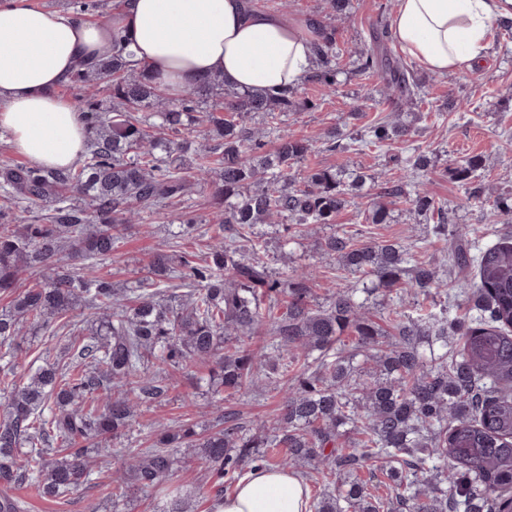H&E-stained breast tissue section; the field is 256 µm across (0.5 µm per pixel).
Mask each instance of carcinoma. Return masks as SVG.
Wrapping results in <instances>:
<instances>
[{"mask_svg": "<svg viewBox=\"0 0 512 512\" xmlns=\"http://www.w3.org/2000/svg\"><path fill=\"white\" fill-rule=\"evenodd\" d=\"M346 0H325L315 20L321 40L312 43L307 79L336 91L338 63L332 22ZM112 60L95 69L77 63L69 83L84 91L89 144L79 166L42 170L0 163V199L46 211L42 224H14L0 210V291L12 296L0 313V512H23L14 494L28 483L44 498H59L92 479L91 453L110 454L139 406L165 393L159 376L194 362H209L213 383L229 393H249L277 373L289 386L280 413L246 428L233 412L221 427L196 437L185 424L172 431L157 423L155 441L112 478V504L130 475L149 489L173 475L172 448L193 449L217 496L246 469L309 465L334 477V489L313 503L314 512H512V242L471 248L466 228L448 223L443 207L417 181L420 159L407 158L403 180L376 184L366 219L387 224L395 200L420 216L437 214L431 233L450 245L449 261L476 269L445 296L446 308L463 299L474 305L466 321L413 318L407 303L440 285L437 267L400 242L352 243L341 231L321 239L320 250L361 279L329 290L315 302L310 270L273 272L260 257L263 242L250 238L258 224H282L289 239L314 224H332L363 180L343 178L333 167L291 170L311 144L277 129L285 112L314 102L298 88L277 93L224 88L211 77L198 91L165 99L125 58L122 36L113 37ZM357 69L410 100L421 86L403 60L359 49ZM108 79L111 104L96 98ZM265 116L267 128L246 118ZM159 122H154V119ZM210 125L216 144L186 159L188 126ZM398 118L352 139L379 148L408 135ZM276 133L273 151L265 135ZM478 158L451 169L459 182L479 177ZM201 180L212 188L214 244L200 262L153 254L139 287L118 294L97 273L112 255L129 218L149 219L182 202ZM87 200L90 206L79 205ZM82 262L75 272L63 253ZM38 279L21 284L27 271ZM381 292L391 307L393 333L373 318L368 296ZM83 307L87 329L64 334L78 364L47 363L17 376L27 328L47 326ZM266 448L285 453L269 461ZM386 473L390 494L374 495L360 473Z\"/></svg>", "mask_w": 512, "mask_h": 512, "instance_id": "carcinoma-1", "label": "carcinoma"}]
</instances>
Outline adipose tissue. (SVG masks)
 <instances>
[{
  "instance_id": "adipose-tissue-1",
  "label": "adipose tissue",
  "mask_w": 512,
  "mask_h": 512,
  "mask_svg": "<svg viewBox=\"0 0 512 512\" xmlns=\"http://www.w3.org/2000/svg\"><path fill=\"white\" fill-rule=\"evenodd\" d=\"M512 16V0H398L392 34L405 53L435 73L474 69L485 56L493 18ZM170 97L222 76L255 91L294 85L309 71L311 43L270 13H245L241 0H125L88 22L0 0V130L34 167H74L87 132L76 105L59 95L76 64L112 58V36ZM309 489L296 473L255 469L210 512H308Z\"/></svg>"
}]
</instances>
